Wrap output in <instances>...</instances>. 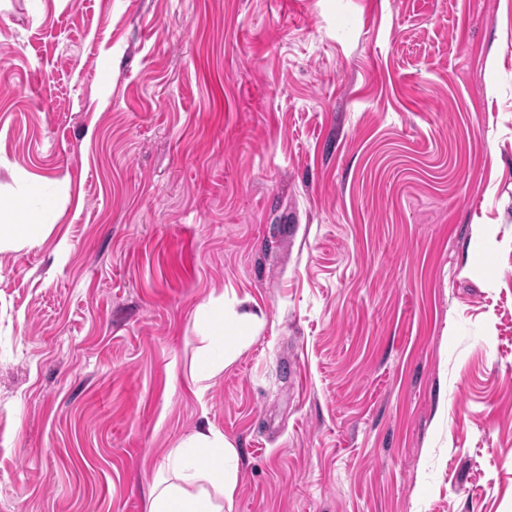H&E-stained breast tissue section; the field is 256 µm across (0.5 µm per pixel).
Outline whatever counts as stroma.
Instances as JSON below:
<instances>
[{
	"label": "stroma",
	"instance_id": "obj_1",
	"mask_svg": "<svg viewBox=\"0 0 512 512\" xmlns=\"http://www.w3.org/2000/svg\"><path fill=\"white\" fill-rule=\"evenodd\" d=\"M505 50L496 61L493 45ZM0 512H512V0H0ZM263 323L199 405L197 305ZM38 180H30L25 193L9 208L0 206V251L2 247L16 251L40 246L50 230L55 213L47 198L39 207L30 206V198L40 197ZM238 451L208 420L168 448L148 491L147 512H224L235 489Z\"/></svg>",
	"mask_w": 512,
	"mask_h": 512
}]
</instances>
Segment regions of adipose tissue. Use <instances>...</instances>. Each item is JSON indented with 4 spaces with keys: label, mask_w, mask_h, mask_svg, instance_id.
<instances>
[{
    "label": "adipose tissue",
    "mask_w": 512,
    "mask_h": 512,
    "mask_svg": "<svg viewBox=\"0 0 512 512\" xmlns=\"http://www.w3.org/2000/svg\"><path fill=\"white\" fill-rule=\"evenodd\" d=\"M54 209L40 196L38 181L8 208L0 207V248L40 246L51 228ZM259 318L227 314L223 298L197 306L194 325L200 333L201 366L190 377L197 399H204L211 380L233 364L249 341ZM238 451L219 429L202 422L167 449L148 491V512H224L235 489Z\"/></svg>",
    "instance_id": "obj_1"
}]
</instances>
